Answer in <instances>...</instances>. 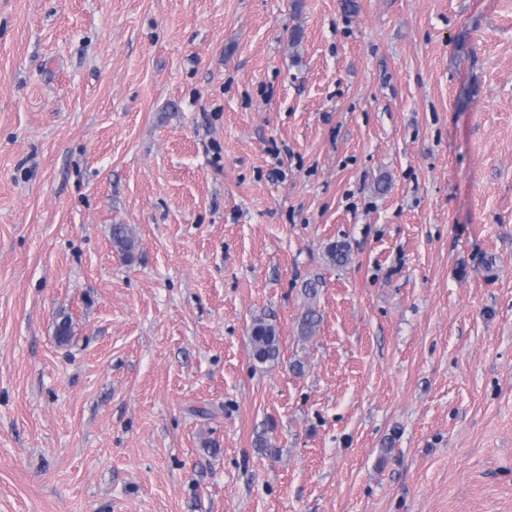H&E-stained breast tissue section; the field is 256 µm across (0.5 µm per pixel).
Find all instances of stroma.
Segmentation results:
<instances>
[{"mask_svg": "<svg viewBox=\"0 0 512 512\" xmlns=\"http://www.w3.org/2000/svg\"><path fill=\"white\" fill-rule=\"evenodd\" d=\"M0 512H512V0H0ZM250 341L254 360L261 364L277 360L280 354L279 336L273 325L261 320L254 322Z\"/></svg>", "mask_w": 512, "mask_h": 512, "instance_id": "35a3bbf8", "label": "stroma"}]
</instances>
